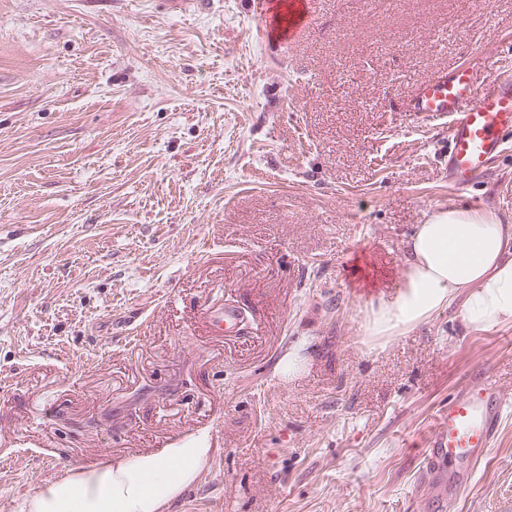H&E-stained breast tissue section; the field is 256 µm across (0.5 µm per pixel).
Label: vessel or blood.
<instances>
[{
	"label": "vessel or blood",
	"mask_w": 512,
	"mask_h": 512,
	"mask_svg": "<svg viewBox=\"0 0 512 512\" xmlns=\"http://www.w3.org/2000/svg\"><path fill=\"white\" fill-rule=\"evenodd\" d=\"M295 20L284 32L292 40L311 18L309 0H290ZM409 115L448 120V186L467 188L482 178L512 142V72L498 71L485 88H477L473 71L457 66L436 72L409 100ZM504 397L488 370L465 378L449 399L424 449L426 501L446 507L468 483L493 448L500 431Z\"/></svg>",
	"instance_id": "obj_1"
}]
</instances>
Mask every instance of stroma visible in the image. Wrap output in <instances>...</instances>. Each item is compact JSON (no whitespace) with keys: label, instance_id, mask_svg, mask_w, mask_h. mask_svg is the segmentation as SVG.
Returning <instances> with one entry per match:
<instances>
[{"label":"stroma","instance_id":"obj_1","mask_svg":"<svg viewBox=\"0 0 512 512\" xmlns=\"http://www.w3.org/2000/svg\"><path fill=\"white\" fill-rule=\"evenodd\" d=\"M311 10L281 44L256 0H0V512L198 431L167 512H428L423 448L480 367L506 407L450 512H512V325L362 337L426 215L512 223V144L454 191L447 124L405 113L437 69L512 66V0ZM306 367V358L300 350H289L278 361L276 373L283 380H291L298 377Z\"/></svg>","mask_w":512,"mask_h":512}]
</instances>
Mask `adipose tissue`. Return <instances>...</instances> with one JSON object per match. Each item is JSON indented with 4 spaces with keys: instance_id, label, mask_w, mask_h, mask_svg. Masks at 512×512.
Returning <instances> with one entry per match:
<instances>
[{
    "instance_id": "1",
    "label": "adipose tissue",
    "mask_w": 512,
    "mask_h": 512,
    "mask_svg": "<svg viewBox=\"0 0 512 512\" xmlns=\"http://www.w3.org/2000/svg\"><path fill=\"white\" fill-rule=\"evenodd\" d=\"M459 302L462 324H512V224L468 206L442 208L405 242L394 300L370 301L364 335L385 343ZM212 454L207 434L157 451L69 468L22 500L19 512H166Z\"/></svg>"
}]
</instances>
